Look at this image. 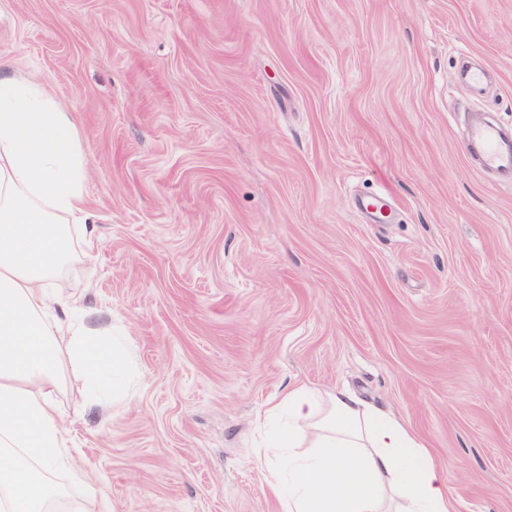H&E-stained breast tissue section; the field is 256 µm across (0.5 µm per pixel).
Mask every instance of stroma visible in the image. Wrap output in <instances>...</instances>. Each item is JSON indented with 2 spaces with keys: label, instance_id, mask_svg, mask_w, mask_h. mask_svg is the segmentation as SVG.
<instances>
[{
  "label": "stroma",
  "instance_id": "stroma-1",
  "mask_svg": "<svg viewBox=\"0 0 512 512\" xmlns=\"http://www.w3.org/2000/svg\"><path fill=\"white\" fill-rule=\"evenodd\" d=\"M0 73L77 121L102 243L61 286L134 359L110 408L65 372L56 482L280 512L255 416L304 385L409 425L460 512H512V185L464 142L468 111L512 128V0H0Z\"/></svg>",
  "mask_w": 512,
  "mask_h": 512
}]
</instances>
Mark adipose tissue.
<instances>
[{
  "mask_svg": "<svg viewBox=\"0 0 512 512\" xmlns=\"http://www.w3.org/2000/svg\"><path fill=\"white\" fill-rule=\"evenodd\" d=\"M86 161L69 112L39 85L0 75V512H112L106 484L65 501L51 480L72 470L64 369L113 400L128 360L92 327L83 295L56 282L74 251L100 245L86 208ZM286 415L275 446L255 449L280 512H459L448 479L404 422L351 392L283 391L261 419Z\"/></svg>",
  "mask_w": 512,
  "mask_h": 512,
  "instance_id": "ef3b65f1",
  "label": "adipose tissue"
}]
</instances>
